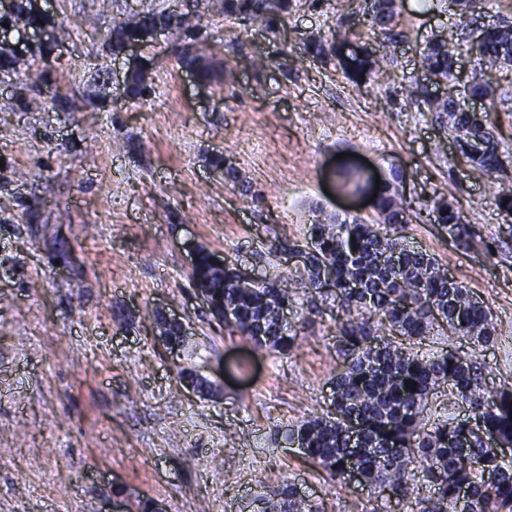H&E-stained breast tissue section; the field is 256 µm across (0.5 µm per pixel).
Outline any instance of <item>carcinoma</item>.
<instances>
[{"instance_id":"obj_1","label":"carcinoma","mask_w":512,"mask_h":512,"mask_svg":"<svg viewBox=\"0 0 512 512\" xmlns=\"http://www.w3.org/2000/svg\"><path fill=\"white\" fill-rule=\"evenodd\" d=\"M291 0H224V16L241 22H260L275 33ZM370 27L390 43L398 42L396 0H373L366 13ZM157 26L173 28L194 40L200 31L186 21L142 5L139 19L115 25L112 51L119 52L130 40H140ZM352 25L339 18L330 39L313 37L306 52L322 59L334 58L344 77L360 86L380 70L381 57L354 45ZM187 66L201 80L214 79V65L201 56L182 53ZM479 69L512 63V25L484 29L477 59ZM423 64L441 83L452 80L456 64L455 45L435 39L423 52ZM472 95L487 99L494 107L503 104L512 112V89H502L484 79L471 86ZM418 110L435 121L450 120L458 156L488 177L506 178L512 168V153L500 146L491 113L463 112L447 98L441 102L423 89L414 90ZM377 223L332 217L329 223L313 224L310 260L295 282L318 293H335L342 316L336 325V351L345 369L336 375L333 398L327 412L310 416L289 430L286 439L298 442L303 455L333 478L354 470L360 484L373 490H391L405 499L418 482L434 489L432 496L418 501V512H456L458 491H472L471 512H512V461L484 443L481 431L512 445V386L496 391L483 386L484 366L473 357L448 350L423 354L413 348L435 329L450 336L486 344L494 335L491 310L476 300L469 288L448 279L437 260L407 247L402 237L380 232L382 224L408 222L407 202L397 189L384 183L374 200ZM435 220L448 225V234L460 242L471 236L468 225L441 199L434 204ZM356 244H351V240ZM206 250L199 254L197 274L210 279L215 306L233 311L224 323L232 334L246 337L253 345L283 355L296 345L297 331L280 323V311L292 295L280 279H268L251 288L239 284L238 268L224 262L214 269ZM335 270L333 284L320 279V267ZM384 330L408 340L403 345L378 335ZM416 384V388L405 384ZM442 384L449 393L468 404L480 417L473 428L469 421L450 414L431 421L430 397ZM359 426L358 447H349V423ZM469 441V452L480 466H470L461 455V440ZM496 480L485 482L484 473ZM280 500H265L263 512H314L293 486L278 493Z\"/></svg>"}]
</instances>
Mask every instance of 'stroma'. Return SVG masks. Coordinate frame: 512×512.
<instances>
[{
  "mask_svg": "<svg viewBox=\"0 0 512 512\" xmlns=\"http://www.w3.org/2000/svg\"><path fill=\"white\" fill-rule=\"evenodd\" d=\"M154 2L202 27L194 51L229 79L198 84L171 29L134 55L113 52L114 24L142 0L0 5L13 49L0 64V512H110L116 502L141 512L146 500L167 512H257L265 487L286 484L315 512H417L428 488L402 500L331 478L285 439L331 404L343 369L335 300L299 289L288 307L298 348L256 350L196 299L188 247L262 278L286 274L273 243L305 241L314 219L375 223L368 201L337 189V172L379 176L410 207L406 243L494 314L493 342L430 335L421 351L477 354L487 388L512 384V213L499 206L512 177L459 161L452 136L405 94L438 92L422 65L433 38L467 21L512 22V0H483L467 21L448 0H397L404 38L393 45L366 22L364 0H293L276 34L225 17L224 0ZM343 14L358 44L387 57L360 91L304 50ZM469 48L460 43L447 89L481 112L485 101L467 93ZM134 56L143 97L124 88ZM442 198L475 229L470 245L435 223ZM159 312L189 329L181 350L158 343ZM182 368L220 384V398L183 388Z\"/></svg>",
  "mask_w": 512,
  "mask_h": 512,
  "instance_id": "35a3bbf8",
  "label": "stroma"
}]
</instances>
